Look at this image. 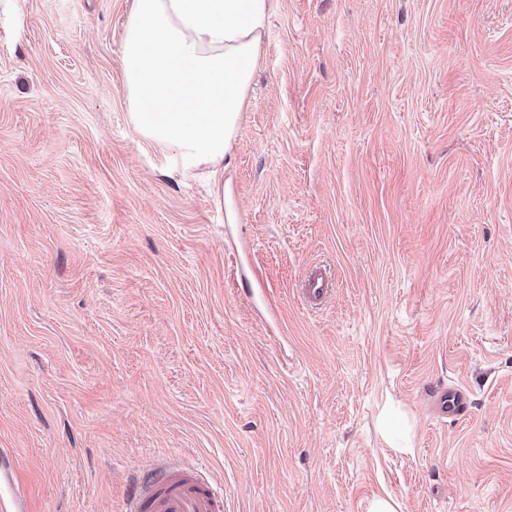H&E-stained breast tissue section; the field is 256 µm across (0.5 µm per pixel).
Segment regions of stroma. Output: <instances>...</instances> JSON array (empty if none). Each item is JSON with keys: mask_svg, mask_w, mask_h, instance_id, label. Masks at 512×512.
Listing matches in <instances>:
<instances>
[{"mask_svg": "<svg viewBox=\"0 0 512 512\" xmlns=\"http://www.w3.org/2000/svg\"><path fill=\"white\" fill-rule=\"evenodd\" d=\"M130 11L0 0V448L31 512H123L164 458L232 512H512V0H275L220 196L129 120ZM332 281L325 268H312L303 280L300 295L304 303L310 306L320 304L331 292ZM430 398L437 412L449 418L462 415L469 403L468 394L456 387H440L431 393Z\"/></svg>", "mask_w": 512, "mask_h": 512, "instance_id": "stroma-1", "label": "stroma"}]
</instances>
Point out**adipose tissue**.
<instances>
[{"mask_svg": "<svg viewBox=\"0 0 512 512\" xmlns=\"http://www.w3.org/2000/svg\"><path fill=\"white\" fill-rule=\"evenodd\" d=\"M273 6L274 0H133L123 71L139 134L185 164L223 165Z\"/></svg>", "mask_w": 512, "mask_h": 512, "instance_id": "ef3b65f1", "label": "adipose tissue"}]
</instances>
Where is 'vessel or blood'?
<instances>
[{
  "label": "vessel or blood",
  "mask_w": 512,
  "mask_h": 512,
  "mask_svg": "<svg viewBox=\"0 0 512 512\" xmlns=\"http://www.w3.org/2000/svg\"><path fill=\"white\" fill-rule=\"evenodd\" d=\"M332 281L325 268H312L303 280L300 295L310 306L320 304L330 293ZM430 398L440 415L451 418L464 413L468 394L456 387H441ZM20 478L6 449L0 448V512H29L27 498L20 495ZM124 512H228L223 489L202 468L167 460L154 462L131 481Z\"/></svg>",
  "instance_id": "1"
}]
</instances>
